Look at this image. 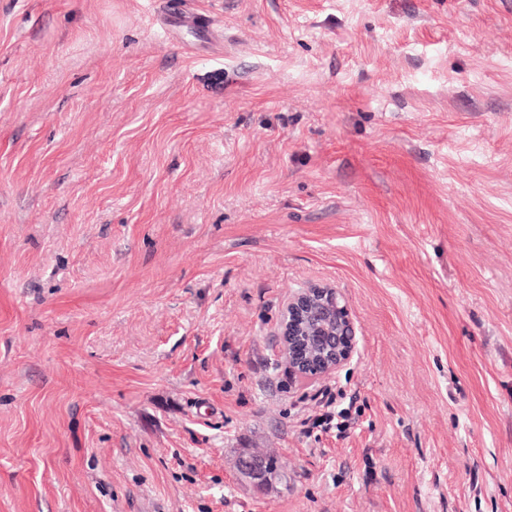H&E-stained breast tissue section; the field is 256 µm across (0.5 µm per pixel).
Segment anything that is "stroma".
<instances>
[{
	"mask_svg": "<svg viewBox=\"0 0 512 512\" xmlns=\"http://www.w3.org/2000/svg\"><path fill=\"white\" fill-rule=\"evenodd\" d=\"M166 2L0 0V512H512V0ZM279 336L280 353L289 369L304 379L332 374L352 358L357 345L346 300L340 291L328 286L302 288L289 296ZM292 336H306V340L294 346ZM316 356L318 369L306 371Z\"/></svg>",
	"mask_w": 512,
	"mask_h": 512,
	"instance_id": "stroma-1",
	"label": "stroma"
}]
</instances>
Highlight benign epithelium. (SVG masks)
Listing matches in <instances>:
<instances>
[{"mask_svg":"<svg viewBox=\"0 0 512 512\" xmlns=\"http://www.w3.org/2000/svg\"><path fill=\"white\" fill-rule=\"evenodd\" d=\"M279 336L289 369L304 379L332 374L352 358L357 345L346 300L328 286L302 288L289 296Z\"/></svg>","mask_w":512,"mask_h":512,"instance_id":"1","label":"benign epithelium"}]
</instances>
